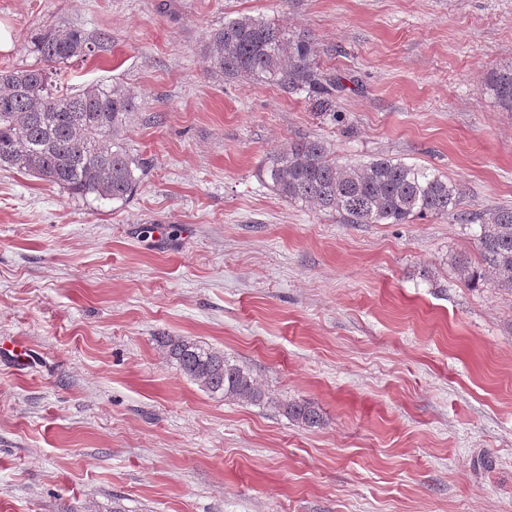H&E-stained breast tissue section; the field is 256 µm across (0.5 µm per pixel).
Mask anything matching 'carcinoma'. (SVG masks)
<instances>
[{"label": "carcinoma", "instance_id": "1", "mask_svg": "<svg viewBox=\"0 0 512 512\" xmlns=\"http://www.w3.org/2000/svg\"><path fill=\"white\" fill-rule=\"evenodd\" d=\"M107 35L78 28H46L32 41L35 64L0 68V168L57 186L72 196L126 201L136 191L144 163L130 154L122 133L135 111V98L118 85L55 89L48 70L86 61L106 50ZM203 63L211 75L247 79L294 93L307 91L330 110L346 90L340 76L326 77L315 62L311 38L262 17L241 15L212 30ZM485 90L512 111V66L490 72ZM259 175L281 197L336 212L346 224H407L416 217L459 215L479 225L477 247L484 270L465 258L459 269L476 282L489 273L494 286L512 290V207L484 217L458 213L461 191L434 170L379 158L361 165L339 164L325 143L291 142L269 152ZM166 354L180 372L211 396L259 404L266 398L249 371L224 352L187 337L168 336ZM288 417L307 427L320 422L309 401L283 405Z\"/></svg>", "mask_w": 512, "mask_h": 512}]
</instances>
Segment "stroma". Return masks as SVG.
<instances>
[{
  "label": "stroma",
  "instance_id": "obj_1",
  "mask_svg": "<svg viewBox=\"0 0 512 512\" xmlns=\"http://www.w3.org/2000/svg\"><path fill=\"white\" fill-rule=\"evenodd\" d=\"M240 14L308 33L314 97L211 77ZM25 67L36 29L108 33L61 84L134 94L145 164L126 202L0 169V512H512V292L474 286L478 225L345 224L278 196L270 151L424 165L461 209L512 207V0H0ZM224 351L269 397L210 396L158 339ZM307 400L321 422L288 419ZM485 90L502 109L512 111V66L490 72Z\"/></svg>",
  "mask_w": 512,
  "mask_h": 512
}]
</instances>
